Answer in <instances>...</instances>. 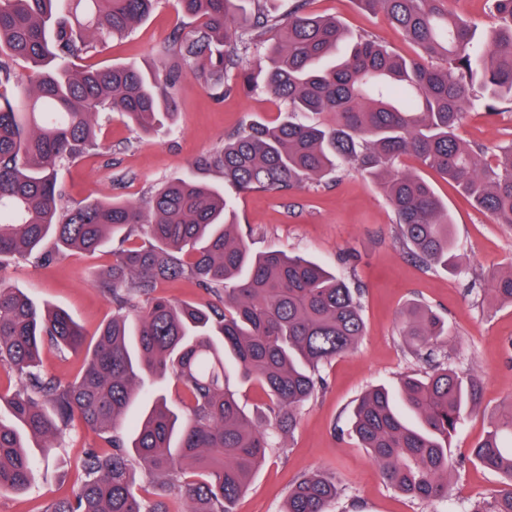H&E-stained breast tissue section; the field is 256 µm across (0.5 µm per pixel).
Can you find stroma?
Returning a JSON list of instances; mask_svg holds the SVG:
<instances>
[{
	"label": "stroma",
	"instance_id": "35a3bbf8",
	"mask_svg": "<svg viewBox=\"0 0 512 512\" xmlns=\"http://www.w3.org/2000/svg\"><path fill=\"white\" fill-rule=\"evenodd\" d=\"M309 8L336 17L351 34L372 35L398 54L414 52L382 15L363 11L356 0H311ZM178 27L190 30L192 22L177 13L173 0H159L147 20L102 48L93 60L103 66L163 67L158 50ZM175 98L178 113L171 131L146 135L113 114L102 126L99 148L58 169L66 202L113 196L142 202L162 184L183 176L196 158L221 146L228 134L250 122L281 116V103L266 94L219 99L191 76L177 85ZM457 133L494 154L512 144V106L469 109ZM403 165L426 178L447 203L463 273L429 268L412 259L397 238L385 197L350 164L317 190L233 197L238 233L252 250L278 249L311 258L350 287L361 288L366 325L353 352L324 366V388L300 409L294 431L281 435L278 447L254 472L234 512H282L291 484L318 469L334 473L341 488L331 512H426L384 482L350 425L352 409L369 387L428 371L425 359L399 333L404 310L415 304L431 308L448 327L447 336L439 340L438 359L471 368L479 383L476 410L449 442L448 453L456 464L451 475L456 512L490 499L501 484L500 476L484 469L470 450L484 437L492 417L512 404V306L481 302L470 286L472 278L512 265V231L473 209L436 172L411 158ZM111 262L108 252H62L44 266L11 257L4 261V280L39 306L64 309L91 336L115 311L97 284ZM96 441V434L83 424L64 428L60 445L48 449L42 460L34 485L23 494L0 493V512H45L54 500L75 496L83 480L77 463Z\"/></svg>",
	"mask_w": 512,
	"mask_h": 512
}]
</instances>
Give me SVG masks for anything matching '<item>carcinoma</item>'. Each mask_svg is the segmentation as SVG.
<instances>
[{
    "instance_id": "cac0c4a2",
    "label": "carcinoma",
    "mask_w": 512,
    "mask_h": 512,
    "mask_svg": "<svg viewBox=\"0 0 512 512\" xmlns=\"http://www.w3.org/2000/svg\"><path fill=\"white\" fill-rule=\"evenodd\" d=\"M157 2L0 0V257L45 265L64 250L94 254L119 243L99 279L117 313L91 340L65 311L37 306L0 275V366L20 375L12 393H0L8 412L0 416V492L30 488L40 461L29 449L52 447L73 422L99 436L80 460L78 494L45 512H232L275 437L296 426L298 409L322 389L320 368L364 335L361 289L306 257L252 252L224 190L200 174L217 171L239 192H290L352 164L388 201L408 253L461 273L448 204L402 167L414 156L512 230V145L492 163L455 133L467 108L512 104V0H493L497 22L479 39L447 0H357L418 48L413 58L308 13L310 0L282 15L267 0H175L196 26L162 46L172 66L78 64L129 33ZM19 60L33 81L16 94ZM188 75L221 97L260 90L287 103L288 116L227 135L143 205L64 204L57 167L99 147V118L118 112L148 133L173 119L174 90ZM177 279L197 281L223 309L157 294ZM487 280L491 298L512 305V266ZM135 296L148 305L131 321L122 310ZM400 334L422 348L448 329L415 305ZM47 343L63 357L84 355L74 381L44 372ZM172 377L181 410L163 394ZM239 383L268 397L266 420L241 409ZM477 393L471 370L435 361L426 374L401 378L395 392L366 391L352 429L392 488L427 506L449 502V439ZM144 394L153 400L128 433L125 415ZM472 455L503 482L492 501L466 512H512L511 405ZM134 460L154 477L139 497ZM339 495L332 475L314 471L294 482L285 512H330Z\"/></svg>"
}]
</instances>
